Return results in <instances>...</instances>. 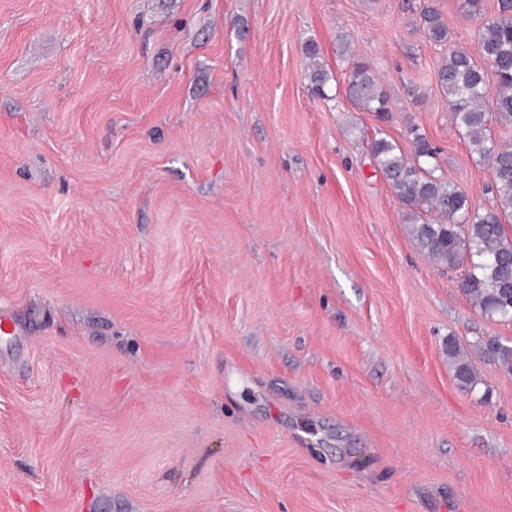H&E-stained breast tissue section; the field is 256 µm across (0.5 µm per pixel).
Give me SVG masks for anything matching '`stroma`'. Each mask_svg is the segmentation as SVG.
<instances>
[{"instance_id":"35a3bbf8","label":"stroma","mask_w":512,"mask_h":512,"mask_svg":"<svg viewBox=\"0 0 512 512\" xmlns=\"http://www.w3.org/2000/svg\"><path fill=\"white\" fill-rule=\"evenodd\" d=\"M423 3L0 0V512H512V375L445 351L512 321L370 149L423 134L493 204L437 84L478 22ZM421 27L429 40L437 44L448 43V24L438 8L426 5L421 10ZM346 97L353 105L367 112H391L389 99L379 77L368 63H352ZM448 361L458 384L466 390H474L478 381L472 361L461 354L459 346L453 340H448Z\"/></svg>"}]
</instances>
